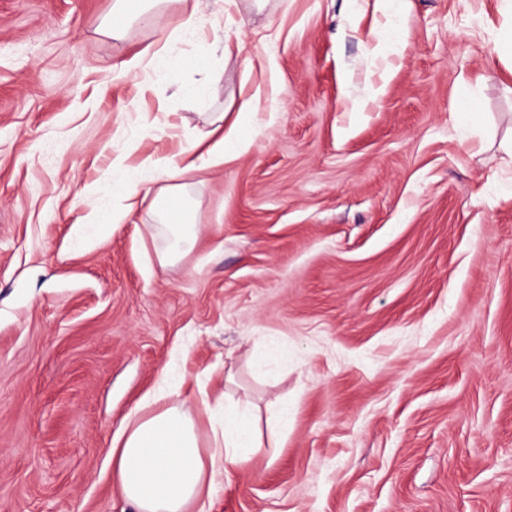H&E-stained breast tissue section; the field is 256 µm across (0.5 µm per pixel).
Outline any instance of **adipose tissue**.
Instances as JSON below:
<instances>
[{
	"instance_id": "ef3b65f1",
	"label": "adipose tissue",
	"mask_w": 512,
	"mask_h": 512,
	"mask_svg": "<svg viewBox=\"0 0 512 512\" xmlns=\"http://www.w3.org/2000/svg\"><path fill=\"white\" fill-rule=\"evenodd\" d=\"M250 111V104H242L237 120L228 127L223 116H216L217 126L208 134L204 153H197L192 146L185 149L187 165L162 163V170L174 179L159 200L171 236V253L192 245L198 233L176 177L183 167L202 171L247 150ZM114 166L122 170V179L86 188L84 223H123L130 200L138 198V170L126 168L121 157ZM103 197L111 198V209H101L98 201ZM267 423V434H259L248 412L228 405L219 421L211 425L210 442L202 443L191 407L176 391L160 386L124 419L113 437V479L136 512H195L216 486L230 477L234 467L264 449L279 446V435L288 426L287 409H272Z\"/></svg>"
}]
</instances>
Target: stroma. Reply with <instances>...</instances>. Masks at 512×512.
<instances>
[{"mask_svg": "<svg viewBox=\"0 0 512 512\" xmlns=\"http://www.w3.org/2000/svg\"><path fill=\"white\" fill-rule=\"evenodd\" d=\"M113 4L0 0V512H134L112 437L169 367L289 412L207 512H512V0ZM164 44L207 69L128 68ZM246 100L191 249L144 205L77 247L116 156L159 193ZM144 2H163V1H145V0H115V9H113V36L117 35L120 28L121 18L127 14H133L146 24H156L159 14L150 13L144 6ZM115 12V13H114ZM251 105L244 102L240 108L237 120L229 127L224 133V115L216 116L211 122L216 125V128L210 131L206 139H211L208 143L205 152L195 158V154L199 145H192L184 150V157L181 162L189 159V162L181 167L180 163H175L172 160L168 162H157L153 166L156 169L166 171L172 179L179 177L181 172L186 168H195L197 170H206L208 168L223 165L225 161L232 159L236 155L247 150L251 143V137L248 135L247 128L249 126V114Z\"/></svg>", "mask_w": 512, "mask_h": 512, "instance_id": "obj_1", "label": "stroma"}]
</instances>
